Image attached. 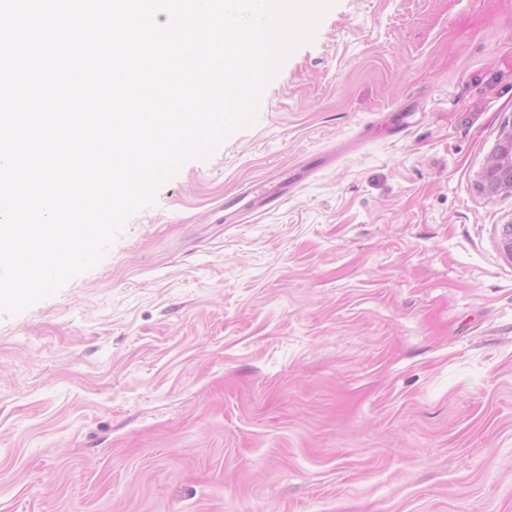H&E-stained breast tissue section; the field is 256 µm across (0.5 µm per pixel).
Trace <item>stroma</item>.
<instances>
[{
	"label": "stroma",
	"instance_id": "35a3bbf8",
	"mask_svg": "<svg viewBox=\"0 0 512 512\" xmlns=\"http://www.w3.org/2000/svg\"><path fill=\"white\" fill-rule=\"evenodd\" d=\"M509 124L512 0H336L252 125L0 314V512H512ZM481 187L489 194L512 190V125L501 131L497 149L488 158ZM304 180V174L294 172L286 177L278 191H270L263 186H255L249 191L227 197L224 201V211L233 210L237 213L243 210L266 211L272 209L282 202V198L288 194V190L294 189Z\"/></svg>",
	"mask_w": 512,
	"mask_h": 512
}]
</instances>
